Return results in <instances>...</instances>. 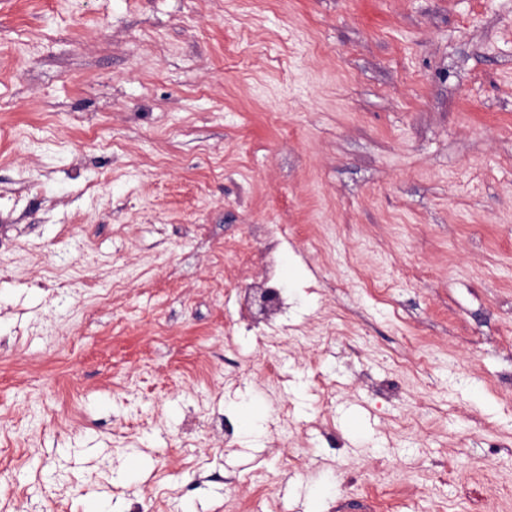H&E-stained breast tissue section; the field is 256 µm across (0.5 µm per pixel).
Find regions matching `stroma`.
I'll return each instance as SVG.
<instances>
[{
  "mask_svg": "<svg viewBox=\"0 0 512 512\" xmlns=\"http://www.w3.org/2000/svg\"><path fill=\"white\" fill-rule=\"evenodd\" d=\"M0 512H512V0H0ZM258 250L260 253L261 264L264 268V273L261 275L259 280L247 283L245 288L241 289V292L243 293V302L241 303V307L251 310L252 303L255 301L254 296L257 295L261 296V298L265 297L267 303L270 304L271 307L275 308L277 311H281L285 308L286 302L282 296L280 288H277L274 278L271 277L272 272L270 262L267 261L271 247L269 244H264V246L262 248L260 247Z\"/></svg>",
  "mask_w": 512,
  "mask_h": 512,
  "instance_id": "35a3bbf8",
  "label": "stroma"
}]
</instances>
